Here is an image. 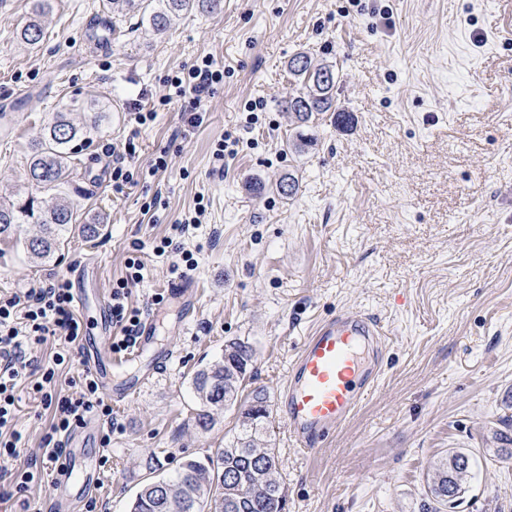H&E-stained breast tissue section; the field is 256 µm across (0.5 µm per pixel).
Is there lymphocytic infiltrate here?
<instances>
[{
  "label": "lymphocytic infiltrate",
  "mask_w": 512,
  "mask_h": 512,
  "mask_svg": "<svg viewBox=\"0 0 512 512\" xmlns=\"http://www.w3.org/2000/svg\"><path fill=\"white\" fill-rule=\"evenodd\" d=\"M224 78V71L212 57H202L188 70L177 73L167 82L166 96L154 101L150 107L136 106L134 120L143 125L154 120L157 112L165 109L172 99L184 101L186 123L200 126L204 121L201 103L215 85ZM144 266L139 259L128 258L124 277L112 289V322L119 334L112 340L113 352L121 353L134 348L140 313L128 304L130 288L144 279ZM83 321L75 313L71 284L54 280L45 285L27 289L23 294L0 298V459L17 458L26 446V437L14 427L16 388L19 381L28 380L33 393L40 395L52 418L42 438L39 458L25 467L11 472V484L17 494L23 495L45 477L55 472L63 452L62 441L81 424L87 414H95L104 423L112 421V407L102 396L98 382L90 371H83L75 383L74 393L65 394L57 389V366L66 357L54 352L51 367L36 373L33 352L48 340L59 337L66 345L76 347L82 340Z\"/></svg>",
  "instance_id": "1"
}]
</instances>
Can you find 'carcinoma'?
Here are the masks:
<instances>
[{"label":"carcinoma","mask_w":512,"mask_h":512,"mask_svg":"<svg viewBox=\"0 0 512 512\" xmlns=\"http://www.w3.org/2000/svg\"><path fill=\"white\" fill-rule=\"evenodd\" d=\"M216 0H106L112 13L130 9L141 11L142 19L156 31L167 29L173 16L193 9L207 10ZM21 30L28 44L39 43L44 31L39 16ZM290 73L300 82L297 93L285 101L287 112L301 123L331 113L336 126H347L351 114L336 107V70L306 53L289 62ZM83 135L66 113H56L35 144L29 162V179L55 194L57 202L43 210L34 197L0 205V240L16 235L23 224H39L42 235L26 239L23 247L38 260L46 261L61 249L66 233L78 221L77 210L68 199L73 162L70 144ZM253 352L242 341L224 345V356L197 370L193 385L200 404L196 422L208 428L215 416L236 405L243 390ZM270 413L263 395L257 393L249 411L236 416L234 434L224 447L202 462L185 459L171 477L153 478L145 483L131 503L129 512H286L287 493L279 471V458L268 440ZM471 454L451 451L430 464L427 475L426 512H444L458 506L468 481L467 463Z\"/></svg>","instance_id":"carcinoma-1"}]
</instances>
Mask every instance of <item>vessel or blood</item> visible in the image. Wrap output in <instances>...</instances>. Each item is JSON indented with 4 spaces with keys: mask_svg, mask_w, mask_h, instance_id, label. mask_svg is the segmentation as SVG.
I'll return each mask as SVG.
<instances>
[{
    "mask_svg": "<svg viewBox=\"0 0 512 512\" xmlns=\"http://www.w3.org/2000/svg\"><path fill=\"white\" fill-rule=\"evenodd\" d=\"M86 33L91 48L111 49L112 28L106 19L90 17ZM109 331V315L101 313L100 333L86 337L83 354L99 385L114 402L122 403L143 389L152 374L147 371L122 386H113L112 376L123 370L125 362L102 347L101 337ZM383 352L381 324L354 311L336 313L305 337L277 399L295 447L311 453L323 446L362 397L373 391L378 381L373 368ZM97 428V423L88 419L79 433L65 438L64 457L50 483L51 495L66 492L79 479L90 489L98 488L101 476L96 461L77 458L80 435Z\"/></svg>",
    "mask_w": 512,
    "mask_h": 512,
    "instance_id": "vessel-or-blood-1",
    "label": "vessel or blood"
}]
</instances>
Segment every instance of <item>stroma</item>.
<instances>
[{
	"label": "stroma",
	"instance_id": "obj_1",
	"mask_svg": "<svg viewBox=\"0 0 512 512\" xmlns=\"http://www.w3.org/2000/svg\"><path fill=\"white\" fill-rule=\"evenodd\" d=\"M36 3L0 0V203L29 195L52 206L27 165L44 125L65 112L89 129L74 143L70 198L105 229L92 241L72 230L42 264L22 246L39 225H22L19 241L0 242V295L80 271L84 287L110 295L138 242L144 279L130 302L151 312L173 262L154 245L196 201L206 205L178 240L198 263L196 309L182 331L160 319L156 345L171 360L112 406L100 512H129L146 479L223 447L233 417L199 428L192 378L233 339L254 353L251 387L270 411L287 512H423L429 465L451 450L474 458L456 512H512V458L494 437L512 436V0H220L162 33L128 14L112 51L95 55L82 29L103 0H48L45 36L30 46L19 32ZM300 52L335 66L349 127L326 116L302 124L284 110L298 90L288 62ZM206 54L224 81L203 124L176 137L175 104L134 127L133 100H156L167 76ZM227 134L240 143L216 159ZM129 138L134 165L165 150L169 167L116 192L93 175L111 176ZM287 174L300 183L290 199L275 188ZM155 196L154 217L144 216ZM342 310L385 326L380 382L308 456L276 395L304 337ZM18 394L28 444L0 472V512H81L50 502L45 486L9 497L8 470L38 454L51 418L26 387Z\"/></svg>",
	"mask_w": 512,
	"mask_h": 512
}]
</instances>
